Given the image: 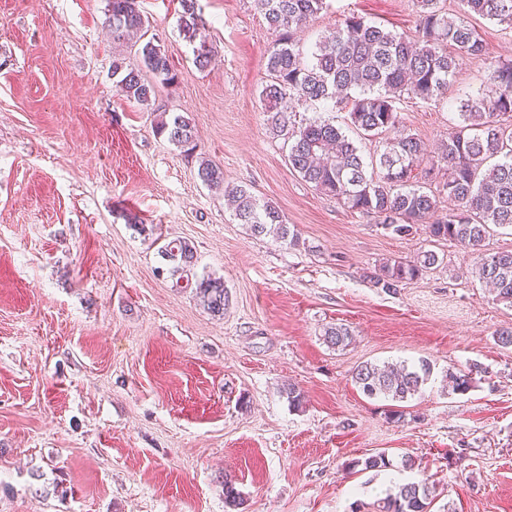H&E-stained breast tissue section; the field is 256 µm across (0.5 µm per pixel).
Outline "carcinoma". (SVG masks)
Instances as JSON below:
<instances>
[{"mask_svg":"<svg viewBox=\"0 0 512 512\" xmlns=\"http://www.w3.org/2000/svg\"><path fill=\"white\" fill-rule=\"evenodd\" d=\"M418 34L410 36L386 30L351 14L336 20L335 31L305 54L297 34L309 18L328 8L327 0H256L275 40L268 49L270 83L260 91L271 129L287 137L288 163L304 181L357 212L373 214L381 227L397 236L412 233L415 225L428 223L430 236L455 241L468 248L475 260L474 273L493 286L499 300L512 305V251L488 255L483 243L490 226H512V61L488 67L484 92L458 106V124L441 145L438 163L446 178L442 195L448 198V213L434 217L439 200L418 185L417 169L424 156L423 142L408 131L398 117L395 103L401 98L430 100L448 91L464 58H484L487 43L465 20L477 15L512 29V0H459L460 13L452 14L445 0H415ZM179 27L195 44V63L209 65L212 50L198 39L203 21L197 0H181ZM107 23L112 40L126 43L142 38L148 20L138 0H108ZM140 65L126 67L115 61L118 87L126 97L147 104L156 84H173L177 74L161 45L148 40L138 48ZM150 73L154 81L145 78ZM332 102L347 109L351 126L364 135H386L376 164L379 173L366 171L358 146L329 120L314 119L298 128L288 124L292 101ZM156 133L179 148H196L194 127L182 116L161 118ZM197 175L208 187L224 190L235 217L254 235L272 234L281 243L299 242L295 228L282 218L278 208L241 187L224 185V170L206 159ZM163 257L189 266L195 248L173 239L161 248ZM438 262L431 251L413 263L387 261L368 275L374 287L386 292L419 277ZM196 295L213 316L224 315L226 291L220 278L203 277L195 283ZM351 333L339 325L325 331V341L337 347L349 345ZM467 373L448 372L452 390L467 391L472 384ZM432 373L431 364H401L382 367L366 362L357 367L353 380L369 398L394 402L390 415L404 417L401 404L421 393ZM431 487L411 481L376 503V512H430Z\"/></svg>","mask_w":512,"mask_h":512,"instance_id":"1","label":"carcinoma"}]
</instances>
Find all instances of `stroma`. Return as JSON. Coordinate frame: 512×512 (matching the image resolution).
<instances>
[{
    "mask_svg": "<svg viewBox=\"0 0 512 512\" xmlns=\"http://www.w3.org/2000/svg\"><path fill=\"white\" fill-rule=\"evenodd\" d=\"M327 2L304 51L342 14L416 31L414 0ZM139 5L178 75L147 105L116 86L113 60L139 56L113 43L107 0H0V512H233L228 476L234 512H374L417 480L435 488L431 512H512V347L497 342L512 305L459 243L423 224L386 233L289 167L260 99L273 35L254 0H197L204 69L180 0ZM470 22L488 60H463L443 97L396 104L432 156L488 61L512 60V32ZM163 113L195 127L193 152L157 136ZM203 159L272 202L298 245L239 224L199 179ZM176 238L192 267L162 259ZM430 250L438 263L397 293L370 282ZM206 275L224 281L223 316L192 287ZM335 325L348 347L325 341ZM422 359L432 377L399 423L353 381L366 362ZM473 363L469 391H448L446 370ZM381 452L387 467H348ZM197 0H181L182 12L179 18V27L184 37L194 44L193 53L195 63L199 68H206L212 59V50L204 39H200L196 46V40L203 27V21L197 12Z\"/></svg>",
    "mask_w": 512,
    "mask_h": 512,
    "instance_id": "35a3bbf8",
    "label": "stroma"
}]
</instances>
